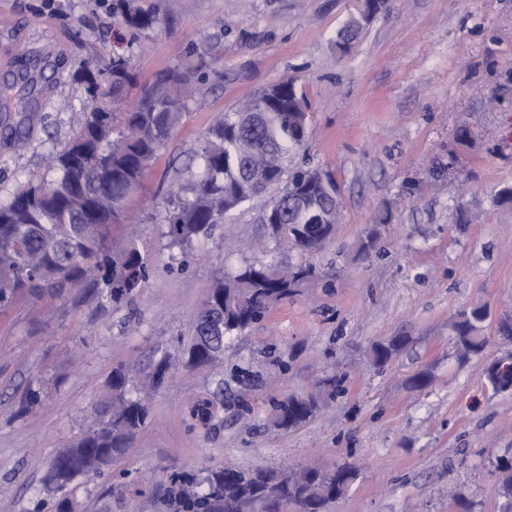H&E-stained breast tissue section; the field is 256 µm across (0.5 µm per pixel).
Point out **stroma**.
I'll return each mask as SVG.
<instances>
[{"label": "stroma", "instance_id": "1", "mask_svg": "<svg viewBox=\"0 0 512 512\" xmlns=\"http://www.w3.org/2000/svg\"><path fill=\"white\" fill-rule=\"evenodd\" d=\"M125 0H0V79L24 58L40 64L39 123L24 149L5 148L0 199L29 178L49 177L47 158L68 141L84 99L83 68L107 71L129 56L142 87L169 69L188 73L181 121L149 166L115 239L135 235L152 273L141 293L99 312L27 297L0 311V512H54L44 484L52 457L80 437L110 394L114 367L140 376L156 352L178 354L217 273L268 260L249 242L255 211L238 212L172 262L159 226L171 183L197 175L191 156L212 123L238 102L294 78L307 99L306 165L332 173L341 212L314 262L325 280L283 301L223 361L174 363L146 397L149 424L126 453L67 489L75 512H169L173 471L353 463L361 475L335 512H499L493 469L512 448V396L495 393L488 362L512 352L498 319L512 317V0H388L364 23L347 56L334 40L360 17L362 0H134L156 23L135 29ZM381 247H359L382 212ZM489 305L484 354L459 362L448 335L457 310ZM412 341L374 367L372 344L398 332ZM430 370L431 385L407 380ZM343 383L305 425L278 430L270 402ZM40 399L24 407L28 388ZM223 388L225 422L191 428L188 411Z\"/></svg>", "mask_w": 512, "mask_h": 512}]
</instances>
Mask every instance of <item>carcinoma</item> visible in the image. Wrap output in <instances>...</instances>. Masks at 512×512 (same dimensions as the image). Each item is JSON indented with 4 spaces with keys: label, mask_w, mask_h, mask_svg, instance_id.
Returning a JSON list of instances; mask_svg holds the SVG:
<instances>
[{
    "label": "carcinoma",
    "mask_w": 512,
    "mask_h": 512,
    "mask_svg": "<svg viewBox=\"0 0 512 512\" xmlns=\"http://www.w3.org/2000/svg\"><path fill=\"white\" fill-rule=\"evenodd\" d=\"M127 22L145 29L155 18L130 10ZM360 24L353 21L336 38L341 54L350 52ZM86 104L69 141L55 156V178L31 179L12 196L0 201V309L15 297L61 298L79 288L85 298L102 306L120 307L139 294L149 276L150 259L135 239L108 243L112 225L125 217L126 207L141 189L149 164L178 126L188 98L182 95L185 77L177 70L159 75L145 87L137 103L115 115L101 105L107 97L123 99L136 83L129 59H112L105 76L89 72ZM14 85L0 87V121L23 141V130L34 124L27 104L10 114ZM306 98L292 79L280 80L256 94L245 105L224 113L203 136L196 157L200 172L191 184H180L170 194L160 235L169 250L185 253L193 241L211 235L246 203L263 201L257 223L277 244H289L311 255L335 233L339 210L336 183L321 180V171L302 183L293 159L304 151L307 134L300 127ZM318 274L310 264L252 261L225 272L209 290L183 349L187 365L206 367L224 355V344L244 333L280 302L311 287ZM488 306L457 311L448 322L459 361L483 354L489 336ZM410 343L408 336H392L372 345L375 366L394 362ZM171 365V356L156 359L148 375L155 385ZM339 381L331 377L316 393H288L273 402L271 423L280 430L296 429L316 414L322 396L333 395ZM122 368L112 371V399L99 417L76 440L83 460L105 453L110 457L127 449L129 440L147 426L148 409L130 389ZM194 425L210 428L224 422V400L219 393L196 401L189 410ZM72 460L54 457L49 469L64 473L69 485L82 472L69 469ZM360 476L354 465L323 473L319 469L212 466L197 473L170 475L176 492L172 512H332ZM495 480L502 499L501 512H512V458H499Z\"/></svg>",
    "instance_id": "carcinoma-1"
}]
</instances>
